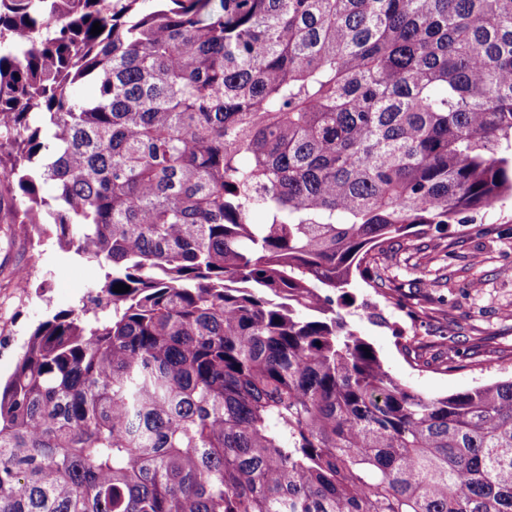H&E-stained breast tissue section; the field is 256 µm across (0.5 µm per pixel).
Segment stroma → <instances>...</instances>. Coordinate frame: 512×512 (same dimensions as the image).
I'll return each mask as SVG.
<instances>
[{"instance_id": "35a3bbf8", "label": "stroma", "mask_w": 512, "mask_h": 512, "mask_svg": "<svg viewBox=\"0 0 512 512\" xmlns=\"http://www.w3.org/2000/svg\"><path fill=\"white\" fill-rule=\"evenodd\" d=\"M380 282L354 277L342 310L385 368L414 391L448 395L512 378V201L442 232L386 244ZM26 267L32 285L17 287ZM104 264L0 223V376H8L31 331L79 305Z\"/></svg>"}]
</instances>
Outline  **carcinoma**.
Instances as JSON below:
<instances>
[{"label":"carcinoma","instance_id":"cac0c4a2","mask_svg":"<svg viewBox=\"0 0 512 512\" xmlns=\"http://www.w3.org/2000/svg\"><path fill=\"white\" fill-rule=\"evenodd\" d=\"M143 2L0 0L7 223L108 266L0 385V512H512V379L330 308L512 200V0Z\"/></svg>","mask_w":512,"mask_h":512}]
</instances>
